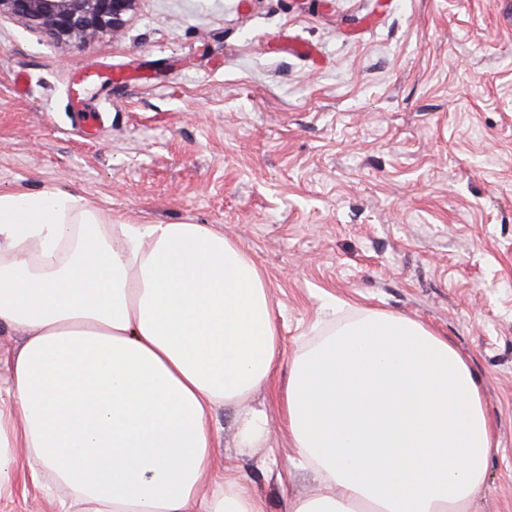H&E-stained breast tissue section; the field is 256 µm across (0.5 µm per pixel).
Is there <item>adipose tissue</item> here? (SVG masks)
Returning a JSON list of instances; mask_svg holds the SVG:
<instances>
[{"instance_id":"ef3b65f1","label":"adipose tissue","mask_w":512,"mask_h":512,"mask_svg":"<svg viewBox=\"0 0 512 512\" xmlns=\"http://www.w3.org/2000/svg\"><path fill=\"white\" fill-rule=\"evenodd\" d=\"M0 498L20 468L67 512H266L215 462L269 439L279 332L263 271L212 224H129L59 186L0 192ZM317 485L288 512H474L494 446L469 361L412 319L370 309L321 328L279 396Z\"/></svg>"}]
</instances>
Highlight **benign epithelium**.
I'll use <instances>...</instances> for the list:
<instances>
[{"label":"benign epithelium","instance_id":"obj_1","mask_svg":"<svg viewBox=\"0 0 512 512\" xmlns=\"http://www.w3.org/2000/svg\"><path fill=\"white\" fill-rule=\"evenodd\" d=\"M139 0H0V17H14L57 42L89 43L121 30Z\"/></svg>","mask_w":512,"mask_h":512}]
</instances>
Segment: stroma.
Masks as SVG:
<instances>
[{"mask_svg": "<svg viewBox=\"0 0 512 512\" xmlns=\"http://www.w3.org/2000/svg\"><path fill=\"white\" fill-rule=\"evenodd\" d=\"M60 185L140 224H213L265 273L273 381L330 307L417 320L469 358L495 424L477 512H512V0H139L56 43L0 18V190ZM215 454L266 512L313 489L278 401ZM0 512H58L19 472Z\"/></svg>", "mask_w": 512, "mask_h": 512, "instance_id": "35a3bbf8", "label": "stroma"}]
</instances>
